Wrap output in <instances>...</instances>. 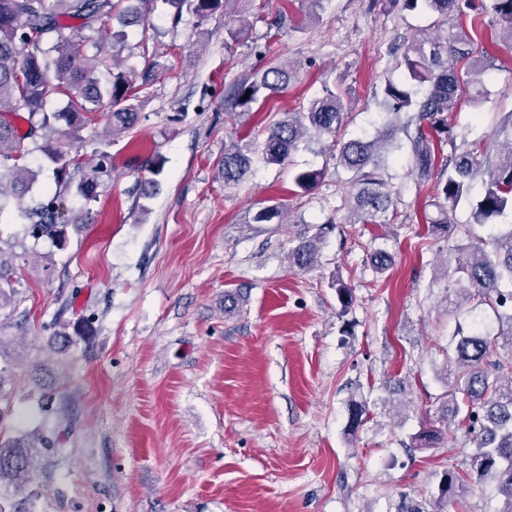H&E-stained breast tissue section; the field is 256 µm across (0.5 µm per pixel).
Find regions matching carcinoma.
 <instances>
[{"label": "carcinoma", "mask_w": 512, "mask_h": 512, "mask_svg": "<svg viewBox=\"0 0 512 512\" xmlns=\"http://www.w3.org/2000/svg\"><path fill=\"white\" fill-rule=\"evenodd\" d=\"M404 10L454 16L457 31L413 39L389 47L398 76L385 80L379 107L394 119L395 131L404 134L400 144L394 134L386 139L340 135L347 115L344 97L331 89L314 98L300 112H286L272 123L262 144L267 164L285 163L306 135L332 139L336 159L350 176L354 193L350 213L359 224H376L393 205L387 160L407 148L417 181L437 179L436 214L426 218L428 235L450 243L454 266L444 277L452 283L455 318L446 358L439 371L447 387L446 404L438 422L453 424L474 434L475 450L469 468L444 471L437 501L461 504L473 488L490 480L503 498L499 512H512V385L501 379L512 376V357L490 360L496 345L512 348V112L503 113L489 142L456 145L448 130V115L464 104L485 97L480 76L490 70L489 51L475 47L465 20L492 15L500 30L495 38L512 44V0H388ZM154 0H0V157L13 161L0 177L8 180L13 197L23 202L37 172L18 164L30 153L29 142L42 140L39 150L53 165L55 192L21 209L29 221L30 236L66 241V227L82 224L80 215L67 216L65 194L71 188L87 198L97 196L102 177L109 175L104 159L86 165L82 155L62 139L63 124L72 137L103 114L114 132L132 129L139 118V104L132 82L119 70L116 57L84 52L95 43L112 20L129 26L151 12ZM175 9L173 22L183 10L203 23L224 7V0H165ZM105 71L110 79L98 76ZM296 68L290 62L270 66L233 88L231 99L243 111L288 87ZM67 97L59 112L44 111L52 95ZM450 152H444L445 147ZM249 144L235 145L224 153V185L241 183L251 167ZM81 174L73 183L72 173ZM322 172L302 171L294 184L309 192ZM480 199L472 202L474 189ZM471 208L464 224L455 220L459 207ZM282 217L277 204L260 208L255 224H270ZM323 235L317 232L289 253L291 265L310 270L317 263ZM91 323L82 320L73 333L56 334L63 347L72 337L87 340ZM442 430L425 427L414 436L416 447L439 444ZM55 439L44 433L3 437L0 434V485L28 483L34 460L52 447Z\"/></svg>", "instance_id": "cac0c4a2"}]
</instances>
